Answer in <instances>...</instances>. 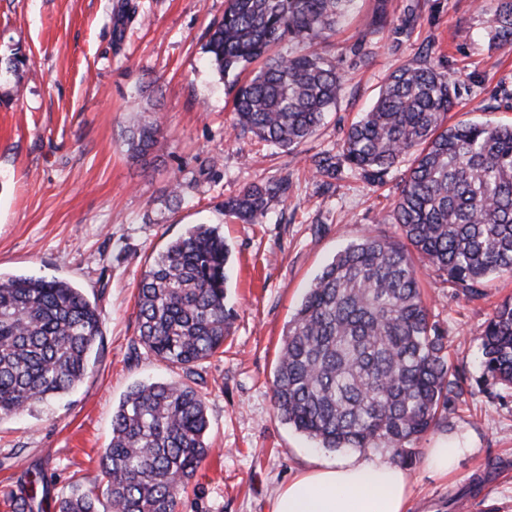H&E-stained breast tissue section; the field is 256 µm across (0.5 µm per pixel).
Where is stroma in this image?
I'll return each mask as SVG.
<instances>
[{
	"label": "stroma",
	"instance_id": "35a3bbf8",
	"mask_svg": "<svg viewBox=\"0 0 512 512\" xmlns=\"http://www.w3.org/2000/svg\"><path fill=\"white\" fill-rule=\"evenodd\" d=\"M124 2L0 0V58L19 48L30 59L19 76L0 67V271L71 281L103 323L99 358L80 386L36 413L0 419V512H12V497L34 480L46 488L43 512H55L76 484L104 495L99 460L123 395L140 382L184 381L139 344L136 295L157 253L195 224L218 227L231 248L236 320L223 354L197 369L212 453L177 512H271L277 488L311 460L355 454L316 447L281 421L271 385L283 332L316 273L363 235H397L381 218L405 173L394 168L373 185L345 169L326 187L312 156L339 153L391 71L423 58L454 82L449 123H512V48L492 39L473 0H357L320 47L345 91L320 130L288 152L233 128L231 82L203 50L224 0H136L138 14L118 39ZM149 102L156 110L148 114ZM143 118L157 122V144L136 161L124 131ZM283 176L288 195L264 223L219 210L247 185ZM417 273L463 393L415 452L460 433L473 449L444 477L409 466L410 512H512V387L484 374L480 341L494 307L512 296V276L490 279L472 300L428 266ZM477 476L480 491L465 508L451 506Z\"/></svg>",
	"mask_w": 512,
	"mask_h": 512
}]
</instances>
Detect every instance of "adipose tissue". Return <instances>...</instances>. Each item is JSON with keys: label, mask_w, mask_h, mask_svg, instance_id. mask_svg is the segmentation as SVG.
<instances>
[{"label": "adipose tissue", "mask_w": 512, "mask_h": 512, "mask_svg": "<svg viewBox=\"0 0 512 512\" xmlns=\"http://www.w3.org/2000/svg\"><path fill=\"white\" fill-rule=\"evenodd\" d=\"M410 478L368 457L304 470L278 490L272 512H409Z\"/></svg>", "instance_id": "adipose-tissue-1"}]
</instances>
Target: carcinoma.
I'll return each instance as SVG.
<instances>
[{
	"instance_id": "carcinoma-1",
	"label": "carcinoma",
	"mask_w": 512,
	"mask_h": 512,
	"mask_svg": "<svg viewBox=\"0 0 512 512\" xmlns=\"http://www.w3.org/2000/svg\"><path fill=\"white\" fill-rule=\"evenodd\" d=\"M355 0H225L204 52L218 73L263 65L235 86V128L292 151L336 105L345 79L313 47L326 42ZM491 36L512 46V0H479ZM288 40L311 50L273 57ZM454 91L428 60L398 66L374 105L346 132L341 154L311 159L334 179L343 164L382 183L405 162L391 221L400 235H368L313 279L282 339L272 381L277 416L321 448H387L412 462L409 444L448 411L459 389L444 333L430 321L412 255L467 296L492 275L512 276V123L448 124ZM158 125L125 134L141 158ZM288 191V179L252 183L221 203L258 224ZM231 250L218 228L195 224L171 240L137 287L138 341L186 378L224 348L234 311L226 305ZM102 336L97 309L64 279L0 272V418L34 411L77 387ZM482 366L512 386V298L494 308L481 336ZM206 406L186 382L136 384L112 415L99 462L113 512H176L180 490L211 452ZM74 489L58 512H99Z\"/></svg>"
}]
</instances>
